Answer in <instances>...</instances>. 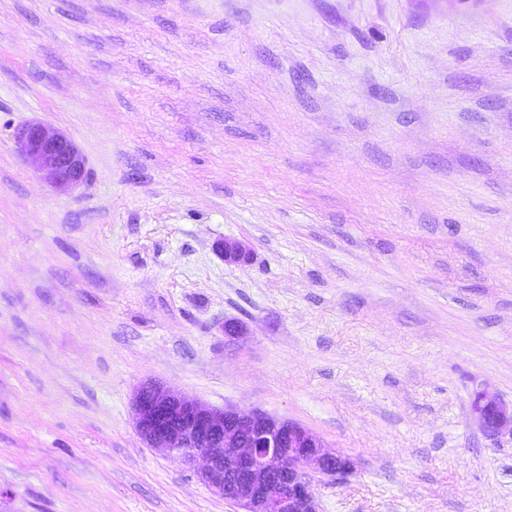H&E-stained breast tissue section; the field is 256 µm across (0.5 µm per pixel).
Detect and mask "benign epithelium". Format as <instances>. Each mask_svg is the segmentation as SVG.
<instances>
[{
  "label": "benign epithelium",
  "instance_id": "benign-epithelium-1",
  "mask_svg": "<svg viewBox=\"0 0 512 512\" xmlns=\"http://www.w3.org/2000/svg\"><path fill=\"white\" fill-rule=\"evenodd\" d=\"M17 143L57 187L84 181L83 157L64 135L28 124L18 131ZM217 250L230 263L251 258L235 240H224ZM472 410L489 434L512 431V408L477 393ZM134 423L150 447L177 455L189 467L204 458L202 481L243 512H315L307 469L336 477L351 470L348 458L324 451L319 437L296 423L258 410H216L156 384L138 390Z\"/></svg>",
  "mask_w": 512,
  "mask_h": 512
}]
</instances>
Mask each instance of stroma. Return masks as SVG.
<instances>
[{
	"instance_id": "35a3bbf8",
	"label": "stroma",
	"mask_w": 512,
	"mask_h": 512,
	"mask_svg": "<svg viewBox=\"0 0 512 512\" xmlns=\"http://www.w3.org/2000/svg\"><path fill=\"white\" fill-rule=\"evenodd\" d=\"M149 382L350 458L317 512H512V0H0V512H241ZM17 143L33 168L57 187L68 189L84 181L83 157L64 135L49 133L40 124H28L18 131ZM225 262L245 264L250 261L251 252L241 242L225 239L217 246ZM471 406L479 423L489 434L495 435L503 430H510L512 433L511 407L509 409L480 393L475 394Z\"/></svg>"
}]
</instances>
